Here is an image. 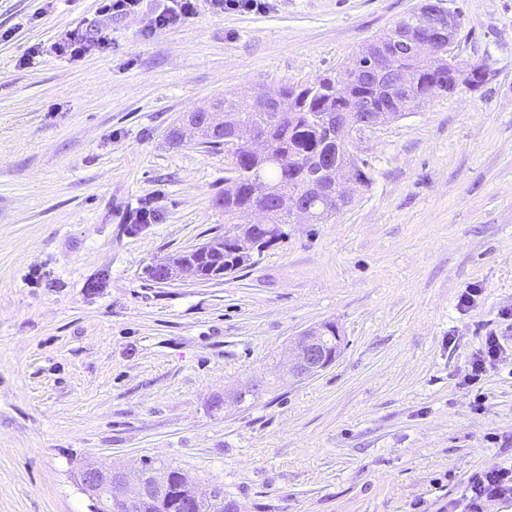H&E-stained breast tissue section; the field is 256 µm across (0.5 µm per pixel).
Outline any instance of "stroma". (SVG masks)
<instances>
[{"instance_id": "obj_1", "label": "stroma", "mask_w": 512, "mask_h": 512, "mask_svg": "<svg viewBox=\"0 0 512 512\" xmlns=\"http://www.w3.org/2000/svg\"><path fill=\"white\" fill-rule=\"evenodd\" d=\"M417 3L198 0L153 34L164 0H0V512H89L84 458L172 464L238 512H463L512 467V365L465 381L486 336L512 348V0H449L484 86L357 139L371 183L326 223L220 281L145 275L228 225L224 155L172 139L184 113L336 72ZM76 28L106 40L78 62L55 51ZM325 322L339 354L292 378Z\"/></svg>"}]
</instances>
